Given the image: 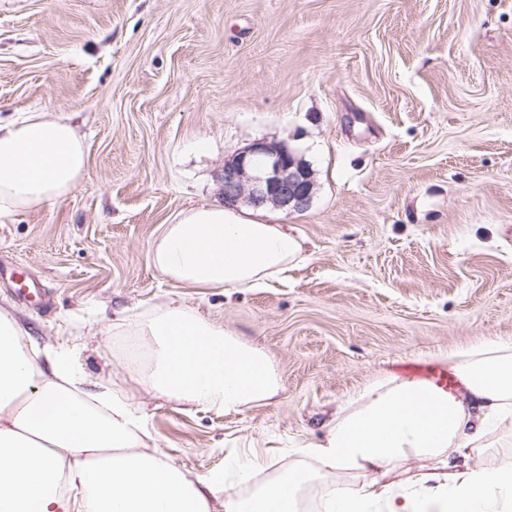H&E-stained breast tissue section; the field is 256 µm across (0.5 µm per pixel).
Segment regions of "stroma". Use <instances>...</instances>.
Masks as SVG:
<instances>
[{"instance_id": "1", "label": "stroma", "mask_w": 512, "mask_h": 512, "mask_svg": "<svg viewBox=\"0 0 512 512\" xmlns=\"http://www.w3.org/2000/svg\"><path fill=\"white\" fill-rule=\"evenodd\" d=\"M29 112L69 116L88 164L0 220V306L88 390L122 387L178 467L254 463L231 487L251 494L380 375L512 339V0H0V118ZM260 138L313 172L305 209L259 212L301 261L170 281L154 239ZM161 303L264 351L279 395L224 414L147 393L110 327Z\"/></svg>"}]
</instances>
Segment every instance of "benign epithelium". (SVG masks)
Wrapping results in <instances>:
<instances>
[{
    "instance_id": "7a95c632",
    "label": "benign epithelium",
    "mask_w": 512,
    "mask_h": 512,
    "mask_svg": "<svg viewBox=\"0 0 512 512\" xmlns=\"http://www.w3.org/2000/svg\"><path fill=\"white\" fill-rule=\"evenodd\" d=\"M313 190L311 168L284 142L256 140L224 161L221 194L226 206L301 211Z\"/></svg>"
}]
</instances>
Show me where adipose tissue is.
<instances>
[{"label": "adipose tissue", "mask_w": 512, "mask_h": 512, "mask_svg": "<svg viewBox=\"0 0 512 512\" xmlns=\"http://www.w3.org/2000/svg\"><path fill=\"white\" fill-rule=\"evenodd\" d=\"M87 167L82 136L65 117L32 112L0 120V219L66 196ZM302 247L280 224L221 204L184 210L152 248L154 267L194 288H240L277 278ZM116 336L140 342L139 384L178 403L239 412L276 397L280 379L263 352L194 309L165 304ZM461 395L390 375L363 388L320 441L300 447L301 464L248 496L228 492L230 475L202 478L148 447L142 414L104 385L85 399L72 353L31 348L13 314L0 308V512H303L302 492L332 478L321 512H499L512 500V462L470 466L498 426L512 434V340H482L448 352ZM430 470L389 476L409 458ZM340 472L368 474L358 487Z\"/></svg>", "instance_id": "1"}]
</instances>
